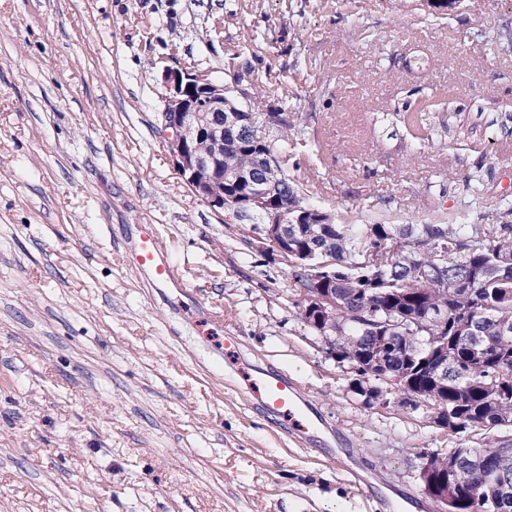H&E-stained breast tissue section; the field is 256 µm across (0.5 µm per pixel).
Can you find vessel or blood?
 <instances>
[{"mask_svg":"<svg viewBox=\"0 0 512 512\" xmlns=\"http://www.w3.org/2000/svg\"><path fill=\"white\" fill-rule=\"evenodd\" d=\"M125 259L129 266L147 277L151 287L171 288L178 282V272L169 260L166 243L155 225H137L127 243ZM224 352L235 362V371L243 382L249 405L276 420L281 430L298 445L312 444L325 432L326 427L312 402L287 373L250 363L242 354L239 338L230 333L224 336ZM325 460L352 476L370 498L379 500L385 512H428V504L411 494L398 501L379 496L357 451L342 455L330 453Z\"/></svg>","mask_w":512,"mask_h":512,"instance_id":"vessel-or-blood-1","label":"vessel or blood"}]
</instances>
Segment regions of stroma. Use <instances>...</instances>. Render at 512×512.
<instances>
[{
  "instance_id": "stroma-1",
  "label": "stroma",
  "mask_w": 512,
  "mask_h": 512,
  "mask_svg": "<svg viewBox=\"0 0 512 512\" xmlns=\"http://www.w3.org/2000/svg\"><path fill=\"white\" fill-rule=\"evenodd\" d=\"M512 0H0V512H379L225 386L220 309L251 362L295 379L366 470L423 495L420 451L476 445L367 405L297 314L289 269L198 200L161 132L165 69L256 111L300 106L296 176L337 223L512 224ZM430 102L412 142L397 110ZM156 225L182 285L124 263Z\"/></svg>"
}]
</instances>
